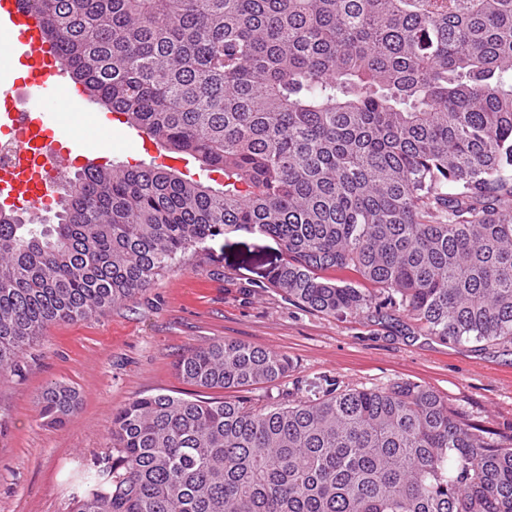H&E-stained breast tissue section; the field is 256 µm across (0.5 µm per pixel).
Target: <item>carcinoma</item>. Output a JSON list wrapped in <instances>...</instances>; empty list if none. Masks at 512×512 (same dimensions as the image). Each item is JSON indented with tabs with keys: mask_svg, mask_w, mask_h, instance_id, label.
Masks as SVG:
<instances>
[{
	"mask_svg": "<svg viewBox=\"0 0 512 512\" xmlns=\"http://www.w3.org/2000/svg\"><path fill=\"white\" fill-rule=\"evenodd\" d=\"M71 78L171 156L88 167L57 223L0 211V374L231 229L276 238L265 287L328 316L401 311L512 345V0H28ZM356 271L366 288L329 270ZM112 419L73 512H512V440L435 391L324 378L261 399L288 356L224 340ZM76 391L44 390L62 424Z\"/></svg>",
	"mask_w": 512,
	"mask_h": 512,
	"instance_id": "1",
	"label": "carcinoma"
}]
</instances>
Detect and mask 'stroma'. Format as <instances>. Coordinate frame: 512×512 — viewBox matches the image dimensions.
I'll list each match as a JSON object with an SVG mask.
<instances>
[{
  "label": "stroma",
  "mask_w": 512,
  "mask_h": 512,
  "mask_svg": "<svg viewBox=\"0 0 512 512\" xmlns=\"http://www.w3.org/2000/svg\"><path fill=\"white\" fill-rule=\"evenodd\" d=\"M89 108L77 122L57 100L55 121L85 142L110 145L115 164H146L160 153L156 143H130L123 125L104 129L106 110L94 101ZM282 257L271 236L228 231L105 313L50 325L18 372L0 378V512H71L69 476L109 454L114 413L148 394H194L175 361L224 339L287 355L294 370L286 386L305 390L325 376L355 388L414 381L493 435H512L511 345L446 343L400 312L377 320L299 307L261 285ZM53 384L80 395L61 425L39 417V398Z\"/></svg>",
  "instance_id": "stroma-1"
}]
</instances>
